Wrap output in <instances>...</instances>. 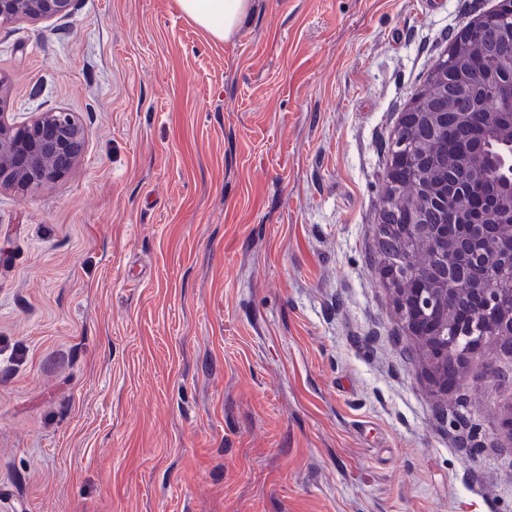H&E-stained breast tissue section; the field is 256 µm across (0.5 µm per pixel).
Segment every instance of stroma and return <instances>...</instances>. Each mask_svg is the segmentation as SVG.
Here are the masks:
<instances>
[{
    "label": "stroma",
    "mask_w": 512,
    "mask_h": 512,
    "mask_svg": "<svg viewBox=\"0 0 512 512\" xmlns=\"http://www.w3.org/2000/svg\"><path fill=\"white\" fill-rule=\"evenodd\" d=\"M497 3L252 0L225 41L177 0L0 26L8 121L85 134L0 191V512H512V355L437 393L375 235L404 112Z\"/></svg>",
    "instance_id": "35a3bbf8"
}]
</instances>
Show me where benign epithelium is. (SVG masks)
I'll list each match as a JSON object with an SVG mask.
<instances>
[{"instance_id":"obj_1","label":"benign epithelium","mask_w":512,"mask_h":512,"mask_svg":"<svg viewBox=\"0 0 512 512\" xmlns=\"http://www.w3.org/2000/svg\"><path fill=\"white\" fill-rule=\"evenodd\" d=\"M72 0H0V25L22 19L48 18L69 10ZM512 14V0H501L500 7L467 22L458 40L451 46L455 58L463 47L478 45L488 66L481 84L502 96L512 91L504 77L512 73V22L497 20L500 13ZM477 94L475 80L468 76L460 82H445L442 87L420 90L416 105L404 113L399 130L412 138L409 151L398 142L386 179L401 185L405 167H413L418 176L400 199L386 197L380 208L379 239L392 236L407 239L414 246L402 264L384 266L395 311L408 335L422 348L431 381L439 390L448 391V371L460 374L475 351L500 346L512 353V304L504 301L498 276L503 268L512 270V247L489 254L485 250L500 229L512 225V180L506 179V193L496 201V212L479 218H465V209L454 205L448 210L457 184L445 181L437 186L424 177L433 169H448V155L441 149L442 132L448 127V108L457 104L460 137L468 138L472 128L482 126L494 114L481 102H464L461 92ZM8 102L7 80L0 77V189L28 190L60 179L79 157L84 133L73 113L43 112L24 125L5 121ZM412 213L408 224L393 220L395 206ZM442 216L439 224H430L427 214ZM460 218L461 235L448 245V215ZM472 302L470 319L456 321L457 310Z\"/></svg>"}]
</instances>
